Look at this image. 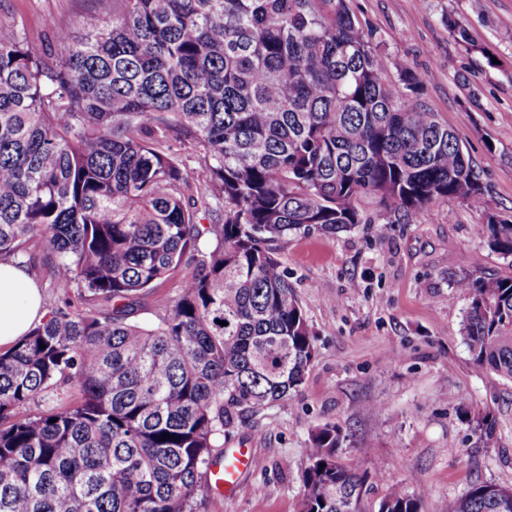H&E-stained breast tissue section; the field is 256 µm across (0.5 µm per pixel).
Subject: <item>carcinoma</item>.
I'll return each instance as SVG.
<instances>
[{"label":"carcinoma","mask_w":512,"mask_h":512,"mask_svg":"<svg viewBox=\"0 0 512 512\" xmlns=\"http://www.w3.org/2000/svg\"><path fill=\"white\" fill-rule=\"evenodd\" d=\"M423 85L349 0H112L111 26L59 29L39 53L0 18V261L36 241L64 286L0 352V512H198L224 435L315 357L273 243L483 206ZM173 138L205 151L207 228ZM487 244L512 257V224L489 216ZM186 260L177 293H155ZM453 288L474 367L512 381V278ZM149 294L157 322H129ZM344 441L311 432L299 512H366L371 479L377 512H422L426 489L341 463ZM447 512H512V488L475 484Z\"/></svg>","instance_id":"carcinoma-1"}]
</instances>
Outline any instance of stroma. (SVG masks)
<instances>
[{"mask_svg":"<svg viewBox=\"0 0 512 512\" xmlns=\"http://www.w3.org/2000/svg\"><path fill=\"white\" fill-rule=\"evenodd\" d=\"M349 5L384 52L426 74L424 102L480 170L485 207L439 201L409 222L275 243L316 355L290 399L237 421L224 447L250 449L258 465L231 491L206 492L201 512H298L309 434L325 423L346 435L342 463L426 487L423 512H446L477 483L512 487V382L474 368L461 338L468 299L452 288L464 272L512 278V260L486 243L488 214L512 220V0ZM0 16L38 51L59 28L111 25L112 0H0ZM371 403L382 406L373 416ZM485 416L489 440L476 429Z\"/></svg>","mask_w":512,"mask_h":512,"instance_id":"stroma-1","label":"stroma"}]
</instances>
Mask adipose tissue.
Returning <instances> with one entry per match:
<instances>
[{"mask_svg": "<svg viewBox=\"0 0 512 512\" xmlns=\"http://www.w3.org/2000/svg\"><path fill=\"white\" fill-rule=\"evenodd\" d=\"M45 315L41 292L26 268L0 262V348H12Z\"/></svg>", "mask_w": 512, "mask_h": 512, "instance_id": "1", "label": "adipose tissue"}]
</instances>
